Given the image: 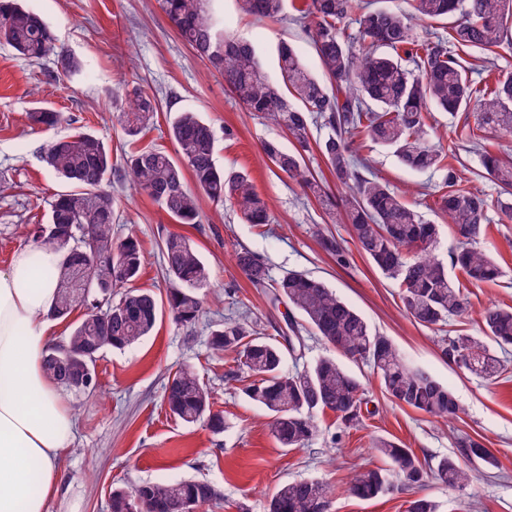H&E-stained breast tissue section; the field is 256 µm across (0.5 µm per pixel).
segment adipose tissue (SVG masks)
I'll return each mask as SVG.
<instances>
[{
	"instance_id": "obj_1",
	"label": "adipose tissue",
	"mask_w": 512,
	"mask_h": 512,
	"mask_svg": "<svg viewBox=\"0 0 512 512\" xmlns=\"http://www.w3.org/2000/svg\"><path fill=\"white\" fill-rule=\"evenodd\" d=\"M58 261L35 244L0 271V512H46L73 442V412L42 364L56 283L33 281L37 267Z\"/></svg>"
}]
</instances>
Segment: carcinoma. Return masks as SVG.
Returning <instances> with one entry per match:
<instances>
[{"label":"carcinoma","instance_id":"cac0c4a2","mask_svg":"<svg viewBox=\"0 0 512 512\" xmlns=\"http://www.w3.org/2000/svg\"><path fill=\"white\" fill-rule=\"evenodd\" d=\"M246 11L258 17L282 14L284 0H243ZM161 8L194 53L224 77V85L251 112H257L288 134L290 147L266 140L261 148L279 171L329 207L334 223L347 224L350 240L399 288L403 310L419 325L436 328L470 311L468 285L495 282L502 271L493 257L477 247L490 223L492 210L512 220V200L485 195L460 185L457 169L448 162L456 148L429 144L430 108L451 116L476 113L477 126L512 135V76L494 83L473 78L458 52L479 51L487 57L512 46V0H414L423 19L456 17L447 35L436 32L413 38L411 18L358 0H310L298 10L305 21L316 55V68L301 58L293 44L278 46L280 83L269 80L254 47L234 38L211 7V0H160ZM356 32L344 34L337 24L353 12ZM0 46L29 59L56 57L66 74L81 71V63L57 46L51 29L19 0H0ZM118 113L125 134L135 137L157 118L155 96L140 86L127 92ZM326 130L312 139L311 124ZM177 157L144 147L127 157L133 185L145 192L176 223H199V194L228 202L249 224H267V201L243 172L225 174L216 164L213 127L199 113H178L169 128ZM361 135L384 147L410 169L446 172L437 199L448 217L458 245L443 263L433 254L439 227L423 220L389 184L362 173L363 160L352 152ZM317 147L336 182L347 187L342 209L327 186L306 164ZM42 160L64 183L50 204V219L30 229L36 244L60 252L54 267L37 269L35 279H54L57 293L49 317L66 320L77 307L82 317L71 325L65 340L46 352L47 374L61 387L78 395L96 391L95 363L106 347L140 342L155 326L159 305L154 292L134 285L143 265L138 241L112 235L117 198L112 193V153L94 134L76 129L51 139ZM482 165L512 195V160L486 150ZM193 186H188L184 171ZM321 248L346 263L345 239L320 225L313 231ZM163 270L169 283L167 303L176 323L191 327L202 315L198 291L208 286L210 273L190 241L178 233L161 242ZM235 263L256 288H271L272 299H286L306 323L305 331L327 346L328 354L303 368L290 369L287 359H302L306 347L302 329L280 342L262 335L248 318L226 319L211 332V348L231 351L247 370L250 382L243 393L274 415L272 430L284 448H304L315 437L316 416L329 410L342 423L354 425L363 417L366 388L330 352L369 365L382 392L444 423L460 419L462 406L453 391L428 372L411 367L392 341L373 331L366 320L320 278L307 272H289L272 280L267 265L247 248L235 253ZM458 270L464 281H455ZM481 335L464 329L440 340L448 364L487 379H496L505 366L488 342L503 349L512 346V307L492 306L480 317ZM164 401L170 414L184 423L201 421L215 434L224 431V415L212 410L211 393L196 368L185 365L168 378ZM462 456L485 466H497L484 444L460 441ZM392 472L382 469L352 475L349 491L362 499L387 495L396 489L424 486L428 469L439 480L460 491L470 486L473 469L454 456H443L430 466L412 450L388 441L375 442ZM333 491L319 479L282 485L269 499L266 512H329ZM220 491L196 480L146 483L112 491L111 512H131L136 500L146 512H199L216 503ZM406 512H437L426 495L407 501Z\"/></svg>","mask_w":512,"mask_h":512}]
</instances>
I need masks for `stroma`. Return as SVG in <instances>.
<instances>
[{
  "mask_svg": "<svg viewBox=\"0 0 512 512\" xmlns=\"http://www.w3.org/2000/svg\"><path fill=\"white\" fill-rule=\"evenodd\" d=\"M306 0H286L281 19H260L244 11L241 0H217L229 32L251 43L272 81H279L277 48L294 43L304 61L314 50L305 31L293 21ZM53 30L58 44L77 58L80 74L58 73L53 58L25 59L0 46V271L16 251L31 245L32 225L47 223L50 202L63 183L43 165L41 150L54 136L80 127L94 133L112 151V185L120 192L112 234L135 237L142 245L144 265L138 284L165 296L168 283L159 243L168 233L189 238L210 270L202 289L204 313L194 327L176 325L161 312L150 336L122 350L104 349L95 366L94 394H67L73 411L75 439L63 456L62 482L47 503V512H111L113 489L143 483L202 480L221 493L218 504L202 512H236L246 503L264 512L268 497L281 485L318 478L334 489L330 512H404L412 494L396 491L373 500L349 495L354 471L384 466L373 445L395 441L429 461L460 453L458 439H478L495 455L498 465L482 469L470 490L460 491L428 478L424 495L438 512H464L475 501L476 512H512V351L505 354L507 372L495 380L460 371L441 358L437 342L456 330L478 332L480 312L490 305L512 306V222L492 221L480 245L498 262L503 275L494 283L473 288L472 308L449 320L443 330L416 324L400 306L398 288L359 252L348 245L345 264H337L312 235L326 216L314 199L277 170L261 152L267 139H284V131L246 112L224 87V80L198 58L163 12L159 0H23ZM141 85L153 91L160 110L140 146L174 152L168 123L177 113L195 111L212 124L216 163L225 171L247 172L256 190L272 205L267 225L243 222L230 206L200 200V221L178 224L146 194L135 191L122 154L129 150L116 115L126 90ZM49 109L60 113L53 128L33 124L29 113ZM432 144L455 143L457 169L464 187L497 197L500 188L482 165L483 150L512 153V136L485 134L482 143L458 137V119L432 112ZM354 151L366 159L373 176L404 194L424 219L439 225L435 255L447 260L457 239L435 205L443 172L418 173L405 168L386 149L359 139ZM248 248L262 258L271 278L291 270L312 273L326 281L351 304L373 330L388 336L413 364L447 385L465 412L445 425L382 394L370 368L347 362L368 390L373 415L347 426L332 413L317 419L319 432L305 448H283L271 427L272 417L250 402L241 384L231 378L232 355L213 354L209 334L226 318L249 315L262 333L282 336L300 316L287 303L271 304L270 292L256 288L238 270L237 249ZM194 365L212 393L215 410L224 415L223 433L203 423L186 424L170 416L163 403L169 373Z\"/></svg>",
  "mask_w": 512,
  "mask_h": 512,
  "instance_id": "1",
  "label": "stroma"
}]
</instances>
